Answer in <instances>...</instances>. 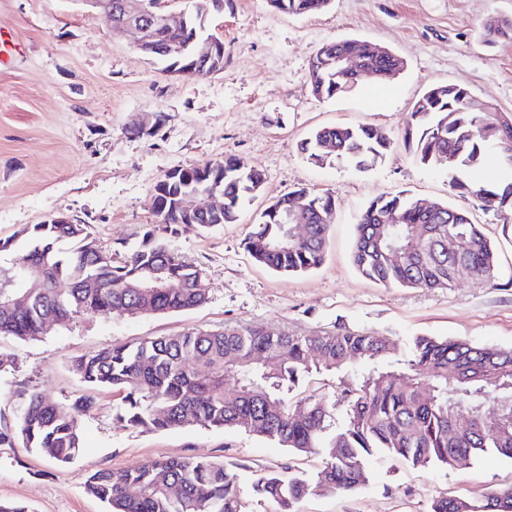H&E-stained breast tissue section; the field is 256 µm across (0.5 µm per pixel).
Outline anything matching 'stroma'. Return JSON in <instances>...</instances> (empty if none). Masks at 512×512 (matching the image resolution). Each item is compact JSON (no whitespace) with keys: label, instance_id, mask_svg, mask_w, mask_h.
I'll return each mask as SVG.
<instances>
[{"label":"stroma","instance_id":"stroma-1","mask_svg":"<svg viewBox=\"0 0 512 512\" xmlns=\"http://www.w3.org/2000/svg\"><path fill=\"white\" fill-rule=\"evenodd\" d=\"M490 15L512 17V0H331L308 16L276 12L266 0H224L223 13L209 23L224 39V70L184 80L163 76L136 50L133 36L114 34L89 0H0L1 46L13 55L0 67V238L60 212L85 224L103 248L133 247L156 222L152 192L168 169L237 156L266 177L263 194L238 223L184 225L167 238L203 270V306L147 317L84 316L35 340L0 337V352L15 357L0 370V423L13 421L21 390L69 401L85 391L74 360L150 336L254 325L289 334L342 327L393 339L401 361L421 335L512 347V225L453 195L447 170L416 164L399 141L414 102L435 85L465 81L493 111L512 114V43H484L481 22ZM341 39L384 46L405 69L386 87L366 82L319 99L309 85L310 61L324 43ZM147 114L161 123L134 130ZM334 125H371L396 143L367 172L308 163L298 144ZM300 187L332 195L336 213L324 263L283 276L254 264L243 242L269 199ZM398 191L467 209L496 246L490 279L465 275L451 287L422 290L362 277L351 261L359 214L373 197ZM97 400L81 420L84 451L65 468L20 446L0 447V500L29 512H107L84 491L95 469L200 456L246 482L257 471L286 467L312 478L331 458L326 448L298 456L229 428L125 429L114 418L119 398L102 392ZM366 471L361 488L308 496L298 512H431L437 498L478 501L512 484V459L495 454L465 469L373 457Z\"/></svg>","mask_w":512,"mask_h":512}]
</instances>
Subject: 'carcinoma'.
I'll return each instance as SVG.
<instances>
[{
    "label": "carcinoma",
    "mask_w": 512,
    "mask_h": 512,
    "mask_svg": "<svg viewBox=\"0 0 512 512\" xmlns=\"http://www.w3.org/2000/svg\"><path fill=\"white\" fill-rule=\"evenodd\" d=\"M274 10L292 16L324 11L330 0H267ZM193 27L159 28L149 60L165 72L190 63L174 51L188 44ZM484 42H512V19L490 16L481 24ZM356 52L364 76L382 61L387 75L405 68L392 51L377 54L371 43L352 39L323 44L309 65L316 75L312 93L330 100L352 88L336 77V57ZM512 116L493 112L475 100L462 82L436 85L419 97L402 129V141L414 160L454 172L451 190L473 199L502 223L512 222V180L484 186L465 179L489 152L512 169ZM395 140L372 126H324L299 145L315 166L347 163L365 172L392 150ZM216 184L224 191V212L187 214L180 194L189 185ZM265 174L239 157L207 161L182 171L180 182L166 190L165 212L147 229L138 247L118 259L102 248L83 224H35L22 229L20 243L0 239V335L34 340L47 334L46 323L65 327L84 315L141 317L202 306L208 299L203 270L172 250L158 231L175 233L184 224L205 228L235 224L245 201L258 197ZM266 206L244 239V250L258 265L282 275L319 268L325 259L328 230L336 211L329 194L299 188ZM295 207L307 220L302 241L286 238V210ZM393 213L397 224L382 219ZM393 249L400 262L387 258ZM352 263L365 278L384 287L436 289L466 274L488 278L496 264V247L468 212L448 202L424 209L404 192L380 194L361 211L354 235ZM43 287H26L31 275ZM177 281L179 288H139L151 278ZM398 345L372 332L286 334L268 327H226L189 331L114 344L72 363L90 392L58 403L32 391L17 406L12 428L0 430V446L20 443L60 468L83 451L81 417L96 407L94 392L121 395L115 419L126 427L167 430L199 426L236 428L301 454L324 447L339 449L314 478L284 471H261L248 485L224 463L204 457H174L139 463L121 470L97 469L85 492L105 503L108 512H251L253 502L272 501L277 512L296 505L328 483L341 492L367 481L366 460L374 455L399 459L413 467L454 465L493 452L512 458V419L489 424L480 406L512 396V350L475 345L460 339L414 337L406 368L392 367ZM372 365L361 377L344 375L333 394L294 399L299 384L312 373L336 374L355 358ZM209 378L200 381L196 370ZM427 391L430 398L420 399ZM303 414L296 415L297 410ZM471 416L468 439L457 435L453 416ZM461 498H440L432 512H484Z\"/></svg>",
    "instance_id": "cac0c4a2"
}]
</instances>
